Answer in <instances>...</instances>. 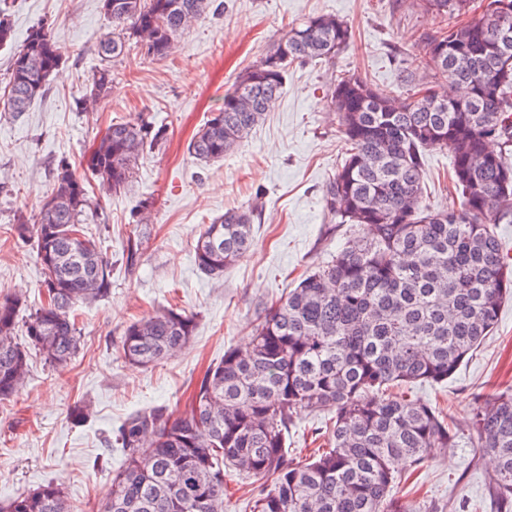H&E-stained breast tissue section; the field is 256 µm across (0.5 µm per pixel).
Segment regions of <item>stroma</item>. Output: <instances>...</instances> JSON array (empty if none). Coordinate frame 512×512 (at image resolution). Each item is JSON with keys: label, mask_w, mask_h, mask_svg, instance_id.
<instances>
[{"label": "stroma", "mask_w": 512, "mask_h": 512, "mask_svg": "<svg viewBox=\"0 0 512 512\" xmlns=\"http://www.w3.org/2000/svg\"><path fill=\"white\" fill-rule=\"evenodd\" d=\"M217 12L182 35L171 55L153 60L131 50L114 61L111 93L96 108L78 100L92 72L100 33L108 31L101 0H8L15 42L33 26L50 24L64 56L42 97L27 112L0 114V301L22 297L28 316L43 300L34 241L16 233L19 219L34 221L53 189V169L82 155L115 121L146 118L166 138L139 159L125 192L103 194L89 183L95 212L86 224L112 266L111 292L79 310L83 347L66 368L29 360L26 386L0 402V501L52 481L74 512H97L121 464L106 440L124 419L153 406L184 408L206 368L227 348L242 347L250 322L266 302L296 287L326 262L353 230L330 226L323 189L344 159L345 145L330 102L333 83L346 75L401 96L404 71L415 69L427 37L444 16L418 0H220ZM317 15L348 23L352 41L330 61L294 64L274 110L224 159L198 164L187 144L211 113L224 106L239 73L272 50L292 25ZM450 153H425L423 199L444 210L459 207L448 181ZM150 201L142 223L133 214ZM263 204L253 230L255 247L221 280L202 276L193 247L201 225L227 209ZM140 241L135 257L130 242ZM175 307L196 320L195 337L172 360L138 368L119 355L123 328L156 310ZM512 387V301L484 344L467 355L448 382L415 383L399 395L451 413L458 436L408 480L396 496L417 512H491L487 487L493 470L470 439L467 424L475 396ZM88 418H72L77 407ZM224 512H250L262 482L224 472Z\"/></svg>", "instance_id": "stroma-1"}]
</instances>
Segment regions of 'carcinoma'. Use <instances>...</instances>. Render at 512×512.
Returning a JSON list of instances; mask_svg holds the SVG:
<instances>
[{
	"label": "carcinoma",
	"mask_w": 512,
	"mask_h": 512,
	"mask_svg": "<svg viewBox=\"0 0 512 512\" xmlns=\"http://www.w3.org/2000/svg\"><path fill=\"white\" fill-rule=\"evenodd\" d=\"M447 15L426 41L404 84L408 101L346 76L331 92L349 146L324 189L332 224L360 225L348 239L256 317L247 350L228 348L210 365L185 409L131 415L109 444L123 461L98 512H223L224 467L267 482L252 512H416L392 493L400 468L415 469L433 448L455 441L454 418L389 393L413 383H442L497 326L512 299V263L495 225L512 222V0H421ZM112 30L100 36L104 60L131 47L167 57L175 40L206 15L212 0H101ZM348 25L309 17L286 31L224 95V107L187 150L200 163L233 151L278 102L288 67L332 60L350 42ZM13 50L0 110L19 114L46 90L63 63L51 29L32 28L14 46L0 9V49ZM112 69L91 74L79 100L94 106L112 91ZM164 133L148 120L114 122L83 155V175L59 162L54 187L34 223L17 234L36 244L45 302L19 322L24 300L0 303V401L27 380L30 351L62 368L83 344L76 308L110 294V266L85 233L88 179L106 194L124 192L146 147ZM493 140L500 151L489 147ZM452 153L457 211L423 201L424 156ZM258 206L230 209L202 225L198 271L218 279L254 246ZM23 327L24 341L17 339ZM195 318L164 309L129 323L121 357L141 368L164 363L193 341ZM333 410L327 449L304 461L288 457V428L304 412ZM469 430L496 468L488 484L494 512H512V388L476 400ZM0 512H73L54 482L0 503Z\"/></svg>",
	"instance_id": "1"
}]
</instances>
